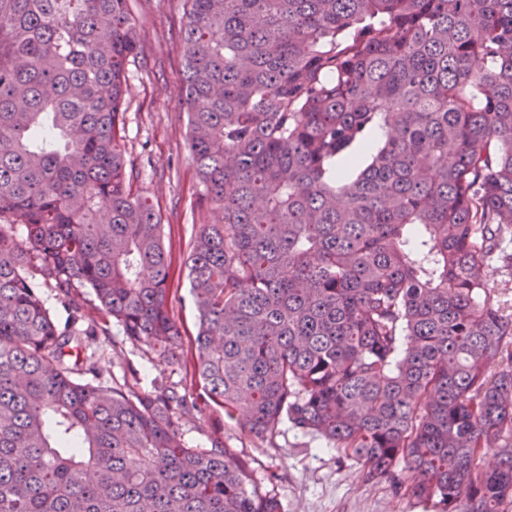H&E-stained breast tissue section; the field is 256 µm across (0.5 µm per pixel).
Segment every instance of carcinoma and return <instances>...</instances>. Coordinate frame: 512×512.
<instances>
[{
	"label": "carcinoma",
	"instance_id": "obj_1",
	"mask_svg": "<svg viewBox=\"0 0 512 512\" xmlns=\"http://www.w3.org/2000/svg\"><path fill=\"white\" fill-rule=\"evenodd\" d=\"M188 2L190 149L219 211L190 254L201 403L82 357L88 288L103 334L183 358L120 144L128 0H0V512H280L223 437L186 446L211 404L441 512H500L512 311L486 272L512 269V0Z\"/></svg>",
	"mask_w": 512,
	"mask_h": 512
}]
</instances>
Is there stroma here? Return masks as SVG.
I'll return each mask as SVG.
<instances>
[{"instance_id":"obj_1","label":"stroma","mask_w":512,"mask_h":512,"mask_svg":"<svg viewBox=\"0 0 512 512\" xmlns=\"http://www.w3.org/2000/svg\"><path fill=\"white\" fill-rule=\"evenodd\" d=\"M137 23L138 54L127 66L125 162L134 190L153 204L163 224V241L172 261L169 311L183 338L196 334L197 313L186 260L200 225L213 223L214 207L204 198L190 152L187 114L182 104L183 35L186 0H128ZM105 383L141 393L169 388L190 396L203 389L191 367L167 364L111 325L109 335L87 337ZM224 442L245 460L260 492L275 495L281 512H440L390 483L366 480L363 466L324 438L280 423L274 436L251 434L243 420L225 417L211 406L182 419L189 447L207 449L215 427Z\"/></svg>"}]
</instances>
